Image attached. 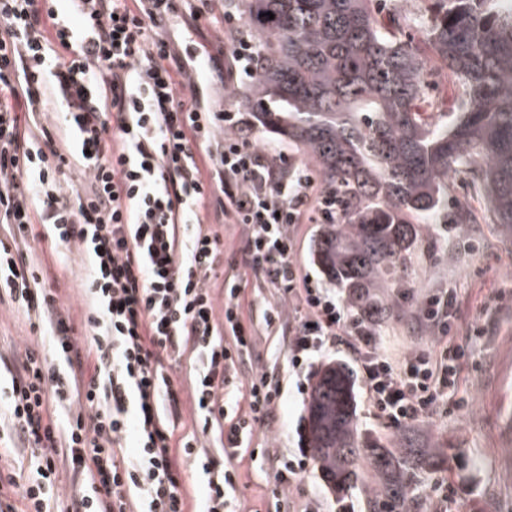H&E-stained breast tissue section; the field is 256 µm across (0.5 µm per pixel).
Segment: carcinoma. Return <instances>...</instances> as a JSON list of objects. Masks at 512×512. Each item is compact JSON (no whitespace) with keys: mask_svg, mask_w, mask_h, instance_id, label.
Segmentation results:
<instances>
[{"mask_svg":"<svg viewBox=\"0 0 512 512\" xmlns=\"http://www.w3.org/2000/svg\"><path fill=\"white\" fill-rule=\"evenodd\" d=\"M239 6L258 52L243 91L255 122L305 156L336 202L313 262L349 308L374 311L380 323L408 319L395 298L409 287L413 218L448 205L450 174H473L493 223L512 233V0H430L420 20L396 4L388 25L373 0ZM407 27L421 28L422 41ZM450 75L460 103L444 112L430 92ZM305 422L325 479L366 486L368 512H412L413 475L444 460L360 435L353 377L340 363L317 372Z\"/></svg>","mask_w":512,"mask_h":512,"instance_id":"carcinoma-1","label":"carcinoma"}]
</instances>
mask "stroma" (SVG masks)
Instances as JSON below:
<instances>
[{
    "mask_svg": "<svg viewBox=\"0 0 512 512\" xmlns=\"http://www.w3.org/2000/svg\"><path fill=\"white\" fill-rule=\"evenodd\" d=\"M449 205L467 204L479 221L459 225L454 234L440 230L435 220H423L421 240L411 259V291L405 303L417 307L433 289H456L457 304L452 334L455 344L466 352L462 360V382L456 398L468 405L436 416L430 423L395 431L370 413L362 394V381H355L357 423L361 434L384 447L406 444L413 448H452L456 456L440 469L420 471L413 481L410 496L413 512H512V471L502 472L497 462L502 453L495 436L499 404L512 406V389L495 392L490 365L494 356L512 345V234H504L486 218L482 192L464 173L449 178ZM479 241L477 251L461 252L460 245ZM22 250L30 259L45 287L54 289L67 308L76 334H83L86 315V253L77 247L54 245L35 226ZM245 291L252 305L256 346L249 360L237 366V379L246 382L256 368H272L279 376L287 396L275 413L270 427H256L254 444H269L273 455H286L304 447L305 398L296 391L295 378L288 371L285 338L287 329L267 328L262 319L265 308L279 304L280 294L262 279L248 276ZM481 326L482 335L471 332ZM49 353L39 331L33 330L26 312L10 301L0 302V399L10 391V372L15 353L24 347ZM273 462L243 461L235 497L243 512H270L275 483ZM449 480L455 493L449 502L438 500L436 487ZM304 499L334 512L338 503L353 505L355 512H366L365 493L355 487L334 490L323 479L318 467H311L301 482Z\"/></svg>",
    "mask_w": 512,
    "mask_h": 512,
    "instance_id": "stroma-1",
    "label": "stroma"
}]
</instances>
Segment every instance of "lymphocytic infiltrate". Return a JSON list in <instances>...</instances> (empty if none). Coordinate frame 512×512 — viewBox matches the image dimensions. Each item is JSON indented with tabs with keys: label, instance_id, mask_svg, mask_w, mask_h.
Here are the masks:
<instances>
[{
	"label": "lymphocytic infiltrate",
	"instance_id": "obj_1",
	"mask_svg": "<svg viewBox=\"0 0 512 512\" xmlns=\"http://www.w3.org/2000/svg\"><path fill=\"white\" fill-rule=\"evenodd\" d=\"M177 2L0 0V224L16 239L42 225L57 244L92 255L80 338L24 256L0 247V292L54 347L50 357L25 349L11 373L10 432L29 448L40 480L0 472V512H51L46 488L63 462L91 492L61 499L59 512H185L180 456L201 479L198 512H234L239 466L259 454L254 428L280 407L284 389L263 368L245 391L235 388L236 364L255 338L240 273L225 274L224 316H214L209 282L224 255L204 214L214 196L245 229L244 267L285 296L263 318L289 327V370L346 347L369 409L396 430L433 420L458 388L454 289H435L418 305L427 340L397 360L368 317L300 276L292 229L307 217L332 222L336 204L309 164L252 142L243 113L210 106L195 66L165 37ZM189 14L230 41L241 77H256L253 45L225 29L223 16ZM43 112L61 113L79 141L85 181L68 194L62 183L75 163L49 129L35 134L27 124ZM187 406L202 435L214 434L225 466L214 468L200 438H176ZM309 467L306 454L279 457L274 512H298Z\"/></svg>",
	"mask_w": 512,
	"mask_h": 512
}]
</instances>
